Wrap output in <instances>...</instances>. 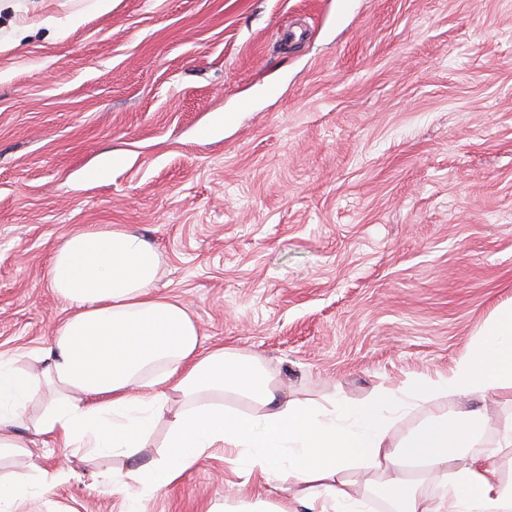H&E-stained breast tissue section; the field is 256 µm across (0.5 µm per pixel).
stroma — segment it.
<instances>
[{
  "label": "stroma",
  "instance_id": "obj_1",
  "mask_svg": "<svg viewBox=\"0 0 512 512\" xmlns=\"http://www.w3.org/2000/svg\"><path fill=\"white\" fill-rule=\"evenodd\" d=\"M92 2L0 0V40L24 30L0 51V358L51 344L71 309L50 261L90 225L141 234L206 344L328 408L448 375L512 305V0ZM484 405L460 459L512 420ZM468 406L432 398L389 439ZM33 459L72 477L20 512L289 497L221 449L135 502L89 479L112 458Z\"/></svg>",
  "mask_w": 512,
  "mask_h": 512
}]
</instances>
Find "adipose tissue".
Returning <instances> with one entry per match:
<instances>
[{
	"mask_svg": "<svg viewBox=\"0 0 512 512\" xmlns=\"http://www.w3.org/2000/svg\"><path fill=\"white\" fill-rule=\"evenodd\" d=\"M160 257L132 229L93 226L69 235L50 267L54 292L71 314L31 373L0 359V459L30 456L36 446L112 456L122 467L90 479L144 496L175 483L212 449L234 451L241 467L264 482L289 480L284 512H364V488L348 470L371 472L394 512H512V478L489 457L454 464L478 413L434 420L405 441L386 442L391 422L418 402L443 394L488 392L512 400V305L498 309L482 340L445 376L409 379L358 403L327 409L281 395L275 378L252 355L207 347L184 305L155 294ZM49 399L29 424L20 416L41 390ZM248 400L242 411L227 397ZM166 419L163 449L143 452ZM69 471L31 465L26 480L0 473V512H15L25 494L51 492ZM442 483L439 499L426 482Z\"/></svg>",
	"mask_w": 512,
	"mask_h": 512,
	"instance_id": "ef3b65f1",
	"label": "adipose tissue"
}]
</instances>
